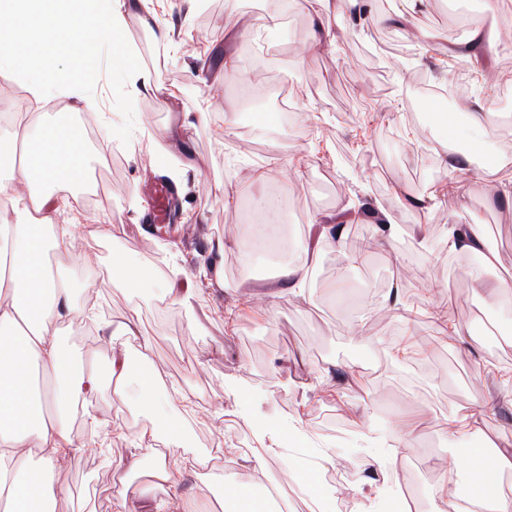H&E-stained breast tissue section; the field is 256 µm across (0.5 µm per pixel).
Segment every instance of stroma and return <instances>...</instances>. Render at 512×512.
I'll use <instances>...</instances> for the list:
<instances>
[{"label":"stroma","instance_id":"35a3bbf8","mask_svg":"<svg viewBox=\"0 0 512 512\" xmlns=\"http://www.w3.org/2000/svg\"><path fill=\"white\" fill-rule=\"evenodd\" d=\"M127 40L153 88L132 93L136 133L129 145L108 150L112 126L122 121L107 77L93 92L96 114L70 103L34 99L26 84L0 70V131L20 112L69 111L86 123L88 184L56 187L54 222L68 225L64 275L74 287L71 325L135 323L137 336L125 349L152 341L150 368L158 373L156 398L147 401L137 375L120 396L105 359L108 336L67 334L64 344L79 365L95 366L99 386L97 423H72L79 450L63 457L67 485L55 512H180L185 496L215 505L231 466L224 451L249 436L267 461V486L343 504V512H378L415 491L437 512L443 469L455 482L467 478L466 454L481 445L512 448V214L491 199V188L512 187V125L492 122L478 136L449 131L441 113L427 110L428 96L411 95L418 78L462 94L448 102L461 112V97L512 113V0L496 12L478 0L474 15L448 13L443 0H429L414 15L415 36L386 24L358 25L351 10L332 15L333 38L312 42L308 17L321 0H291L286 41L256 49L253 38L227 43L224 34L243 28L264 9L263 0H119ZM211 24L210 41L197 32ZM170 29L161 38L159 26ZM494 29L497 41L478 57L449 54L473 27ZM237 56L239 77L217 78L225 53ZM501 72L485 82L487 68ZM287 85L292 124H283L279 87ZM204 111L205 121L183 143L167 132L183 113ZM265 117L258 129L257 117ZM496 153L507 165L475 177L448 166L451 149ZM267 171L264 185L249 186L241 200L225 203L228 184L249 185L254 169ZM168 185L177 197L171 236L159 239L151 225L152 188ZM422 198L414 206L412 198ZM380 204L399 236L370 245ZM350 207L343 250L326 252L312 267L302 293L278 285L282 263L296 253L308 225ZM110 218L113 251L126 252L139 271L137 283L120 270L107 275L110 288L94 295L86 285L94 269L83 262L97 252L98 220ZM282 222L287 250L254 244L242 254L231 241L254 235V219ZM481 224L497 257L490 271L474 268L469 255L449 252L448 227ZM428 227L426 236L416 225ZM225 242V288L208 287L198 271ZM347 286L332 290L337 273ZM194 280L190 302L165 297L174 274ZM404 288L405 309L383 300L392 284ZM240 317L226 327L224 309ZM450 314L476 328L482 317L500 319L497 359L481 343L435 342L434 316ZM360 336H352L351 326ZM498 404L476 433L449 436L448 417H464L491 394ZM180 442L185 459L177 485L157 484L143 495L156 461L144 450ZM411 445L380 474L371 498L359 494L375 458L385 456L398 434ZM331 455L332 468L322 458ZM334 473L335 483L324 480Z\"/></svg>","mask_w":512,"mask_h":512}]
</instances>
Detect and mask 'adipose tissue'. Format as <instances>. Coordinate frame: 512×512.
I'll return each instance as SVG.
<instances>
[{"label":"adipose tissue","instance_id":"adipose-tissue-1","mask_svg":"<svg viewBox=\"0 0 512 512\" xmlns=\"http://www.w3.org/2000/svg\"><path fill=\"white\" fill-rule=\"evenodd\" d=\"M344 4L358 21L384 20L373 13L371 0H324L322 11L309 17L314 42L329 37V17ZM82 146L78 124L52 121L44 123L38 138L20 130L0 146V162L11 169L10 180L0 181V204L22 205L26 215L24 223L0 225V237L9 236L13 243L9 272L0 275V353L13 352L26 368L20 374L0 360V458L11 463L8 496L14 512H26L30 503L40 505L41 512H54L62 490L59 461L75 446L69 415L87 404L97 384L95 371L78 369L61 343V327L76 311L72 290L63 278L48 276L42 264L47 250L61 248L59 240L44 235L57 211L49 187L62 177L75 184L83 181ZM344 221L339 211L318 225L313 247L300 250L283 273L291 291H302L307 283L310 252L342 246ZM30 374H44L55 382L42 401L31 397L26 381ZM264 476L259 455L253 464L234 471L229 485L237 497L225 501L224 512H264L259 496Z\"/></svg>","mask_w":512,"mask_h":512}]
</instances>
